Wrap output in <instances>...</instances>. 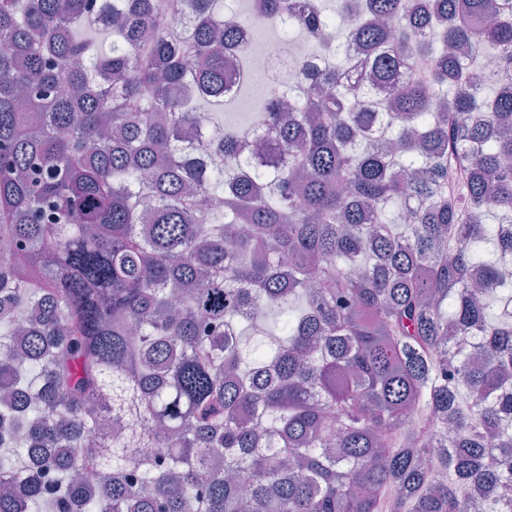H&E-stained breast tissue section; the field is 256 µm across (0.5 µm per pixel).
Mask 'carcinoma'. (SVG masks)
I'll return each mask as SVG.
<instances>
[{"label":"carcinoma","mask_w":512,"mask_h":512,"mask_svg":"<svg viewBox=\"0 0 512 512\" xmlns=\"http://www.w3.org/2000/svg\"><path fill=\"white\" fill-rule=\"evenodd\" d=\"M337 2L252 140L234 4L0 0V512H512V0Z\"/></svg>","instance_id":"carcinoma-1"}]
</instances>
